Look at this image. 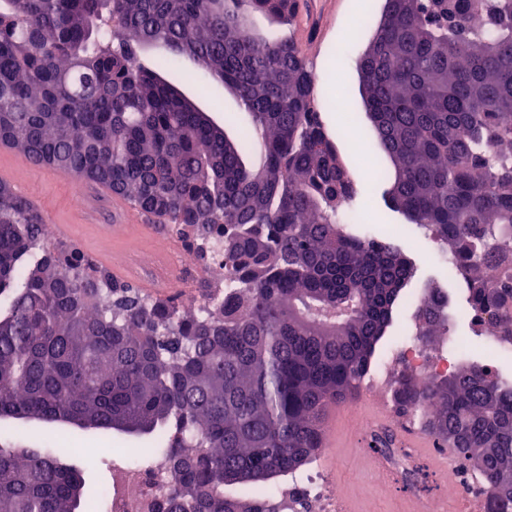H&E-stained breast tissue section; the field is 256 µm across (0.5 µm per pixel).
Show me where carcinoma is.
Instances as JSON below:
<instances>
[{"mask_svg": "<svg viewBox=\"0 0 512 512\" xmlns=\"http://www.w3.org/2000/svg\"><path fill=\"white\" fill-rule=\"evenodd\" d=\"M253 12L294 22L289 0H0V142L109 187L196 260L224 258L199 313L48 247L43 214L0 182V423L53 430L0 442V512H82L81 472L55 447L73 419L154 441L169 477L152 512H283L276 479L316 457L324 406L387 343L415 263L349 225L358 192L315 74ZM179 66L220 83L246 125L230 133L188 98L168 79ZM359 76L374 186L512 344V0H385ZM447 307L428 285L412 313L424 348L448 340ZM461 358L427 386L400 366L392 398L476 463L485 512H512V383ZM371 445L405 456L386 433Z\"/></svg>", "mask_w": 512, "mask_h": 512, "instance_id": "carcinoma-1", "label": "carcinoma"}]
</instances>
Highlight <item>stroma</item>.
Wrapping results in <instances>:
<instances>
[{"instance_id":"1","label":"stroma","mask_w":512,"mask_h":512,"mask_svg":"<svg viewBox=\"0 0 512 512\" xmlns=\"http://www.w3.org/2000/svg\"><path fill=\"white\" fill-rule=\"evenodd\" d=\"M383 4L384 0H323V11L315 25H308L302 19L291 30L302 54L312 65L318 88L328 103L322 111V119L331 132L368 123L360 96L358 61L376 29ZM173 78L185 94L199 98L217 121L230 127L243 123L244 116L236 101L222 87L187 80L179 71ZM337 147L358 188L360 224L372 234L404 241L417 267L414 291H421L432 282L445 288L451 335L470 336L469 324L461 316L466 306L465 288L449 278L447 263L437 244L417 233L400 214L388 209L380 191L367 182L372 160L380 154L376 142L369 138L354 144L341 139ZM14 188L22 197L41 200V212L48 225H68L67 234H51L53 242L75 246L91 256L106 250L122 262L127 261L128 246L134 243L145 269L155 265L161 247H168L170 256L176 259L170 267L169 294L183 295L190 303L200 301L199 283L210 279L211 273L185 257L183 243L170 233L157 226L143 232L132 225L125 237L102 236L101 225L112 221L109 204L98 202L88 208L76 203L77 181L60 178L53 168L18 164ZM365 436L364 427L351 419L343 421L336 429V446L331 451L328 473L336 482L341 502L349 504L351 512H411L413 492L394 484L371 467ZM113 446V455L96 456L94 463L82 466L86 493L91 501H98L102 486L111 479L116 465L132 462L144 465L151 458L150 443L134 436L114 441Z\"/></svg>"}]
</instances>
